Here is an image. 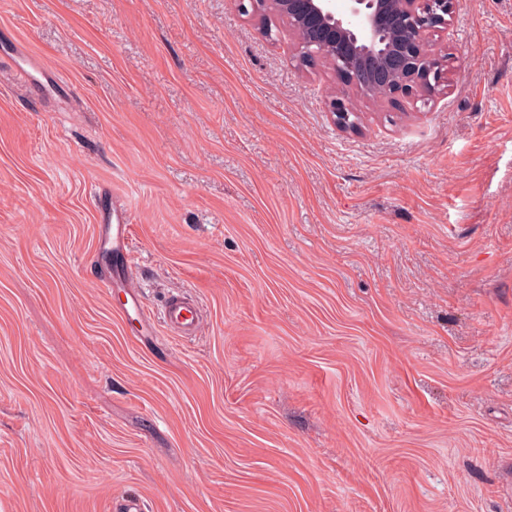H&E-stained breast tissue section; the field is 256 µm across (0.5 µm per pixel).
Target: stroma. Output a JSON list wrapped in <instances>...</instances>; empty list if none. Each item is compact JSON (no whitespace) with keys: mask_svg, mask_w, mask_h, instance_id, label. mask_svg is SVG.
<instances>
[{"mask_svg":"<svg viewBox=\"0 0 512 512\" xmlns=\"http://www.w3.org/2000/svg\"><path fill=\"white\" fill-rule=\"evenodd\" d=\"M441 38L352 133L239 0H0V512H512V0ZM18 63L28 74L31 86L37 94L60 92L59 89L51 88L50 85H46L41 81L39 76H42V71L38 60L29 55H19ZM96 223L99 225L96 248L99 253L119 251L129 246V224L121 211L113 210L112 202L99 195ZM113 284L117 285L118 288H122L129 297L131 308L134 309L136 314L140 317L139 321L142 331L152 335L154 333V327L145 312L141 297L136 290L137 287L128 273L120 270L115 271L112 274V281L108 283V288H113ZM164 323L177 336H197L203 321L196 305L180 296L169 297L164 308Z\"/></svg>","mask_w":512,"mask_h":512,"instance_id":"35a3bbf8","label":"stroma"}]
</instances>
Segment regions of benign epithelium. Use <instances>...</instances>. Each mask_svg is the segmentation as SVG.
<instances>
[{"label": "benign epithelium", "mask_w": 512, "mask_h": 512, "mask_svg": "<svg viewBox=\"0 0 512 512\" xmlns=\"http://www.w3.org/2000/svg\"><path fill=\"white\" fill-rule=\"evenodd\" d=\"M333 0H251L260 15L270 11L288 21L304 64L320 61L337 81L328 102L336 125L360 129L355 101L396 106L411 95L433 96L443 82L448 29L458 0H348L349 13H336Z\"/></svg>", "instance_id": "1"}]
</instances>
